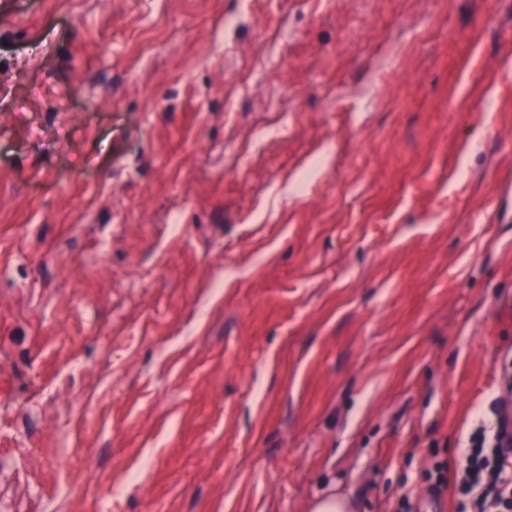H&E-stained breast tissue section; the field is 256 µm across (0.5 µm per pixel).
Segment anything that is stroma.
Instances as JSON below:
<instances>
[{"label": "stroma", "mask_w": 512, "mask_h": 512, "mask_svg": "<svg viewBox=\"0 0 512 512\" xmlns=\"http://www.w3.org/2000/svg\"><path fill=\"white\" fill-rule=\"evenodd\" d=\"M512 356V0H0V512H353Z\"/></svg>", "instance_id": "1"}]
</instances>
